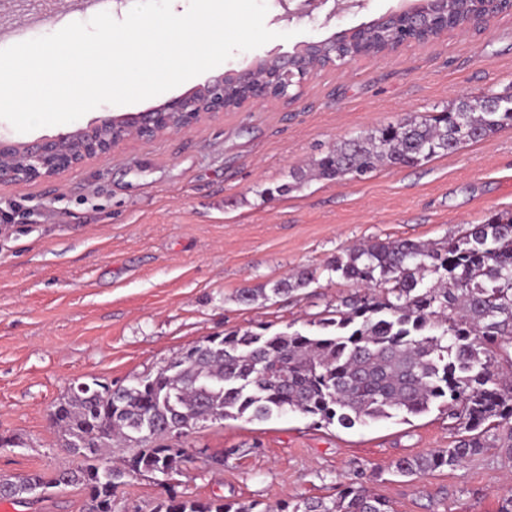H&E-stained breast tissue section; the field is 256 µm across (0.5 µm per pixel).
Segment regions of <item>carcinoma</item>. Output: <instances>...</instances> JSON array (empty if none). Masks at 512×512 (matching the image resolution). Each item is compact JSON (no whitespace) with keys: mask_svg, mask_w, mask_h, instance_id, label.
Instances as JSON below:
<instances>
[{"mask_svg":"<svg viewBox=\"0 0 512 512\" xmlns=\"http://www.w3.org/2000/svg\"><path fill=\"white\" fill-rule=\"evenodd\" d=\"M474 0H448V29L469 21ZM393 46L369 25L346 42L349 55ZM512 127V93L457 100L446 112L407 116L336 143L313 163L317 176L361 179L382 165H418ZM327 270L365 288L340 300L312 333L238 331L168 361L153 377L113 389L94 382L55 405L61 447L85 464L55 485H80L86 512H112L116 480L126 474L174 473L186 451L169 436L226 419L267 418L286 410L353 426L429 411L438 400L460 438L451 448L402 458L414 476L494 447L512 455V384L492 370L497 350L512 346V213H492L439 247L413 240L353 246ZM318 280L305 271L274 285L288 294ZM136 452L112 465V449ZM49 487L39 473L0 475V497L30 498ZM158 512H269L222 497L169 496ZM291 512H391L369 491L347 487L335 501L303 500Z\"/></svg>","mask_w":512,"mask_h":512,"instance_id":"carcinoma-1","label":"carcinoma"}]
</instances>
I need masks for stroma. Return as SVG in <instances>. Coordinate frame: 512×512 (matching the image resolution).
I'll return each instance as SVG.
<instances>
[{"mask_svg":"<svg viewBox=\"0 0 512 512\" xmlns=\"http://www.w3.org/2000/svg\"><path fill=\"white\" fill-rule=\"evenodd\" d=\"M266 3L265 25L277 39L235 53L222 70L290 54L404 0H358L332 18L321 9L314 22L285 21L279 0ZM92 16L72 5L58 12L52 0H6L0 49ZM207 79L200 74L138 103L100 105L79 124L146 111ZM491 91L512 92V16L482 33L455 31L321 70L294 102L250 104L185 133L129 142L59 180L0 188V206L21 211L0 229V475L50 480L80 467L51 416L71 387L95 379L128 386L230 331H309L355 291L325 273L350 246L443 242L491 213L511 212L512 128L416 166L275 192L344 138ZM304 270L319 271L318 282L239 300L242 289H268ZM452 440L435 406L350 428L296 412L222 420L175 439L188 453L177 472L119 479L112 512H157L173 494L329 502L352 484L386 498L394 512H498L512 494V456L502 449L418 477L393 474L398 459ZM86 500L82 486H60L11 503L10 512H84Z\"/></svg>","mask_w":512,"mask_h":512,"instance_id":"stroma-1","label":"stroma"}]
</instances>
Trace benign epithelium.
Instances as JSON below:
<instances>
[{
  "instance_id": "obj_1",
  "label": "benign epithelium",
  "mask_w": 512,
  "mask_h": 512,
  "mask_svg": "<svg viewBox=\"0 0 512 512\" xmlns=\"http://www.w3.org/2000/svg\"><path fill=\"white\" fill-rule=\"evenodd\" d=\"M328 0H296L294 9L286 11V18L315 20L314 11ZM447 0H413L398 11L383 16L376 23L385 27L402 23L412 35L395 42L400 47L421 40L430 26L446 20ZM342 41L331 35L326 39L298 45L306 48L315 60L328 56L346 65L340 46ZM295 55L274 58L272 77H262L259 61L251 62L240 71L229 70L212 77L204 85L180 97L168 100L146 112L105 115L96 122L77 127L51 138L19 141L0 137V186L23 187L37 181H51L66 173L85 167L134 139L150 140L191 130L205 120L229 111L224 89L231 84L244 92V102L263 103L286 100L283 90L292 78L304 83L315 71H292Z\"/></svg>"
}]
</instances>
